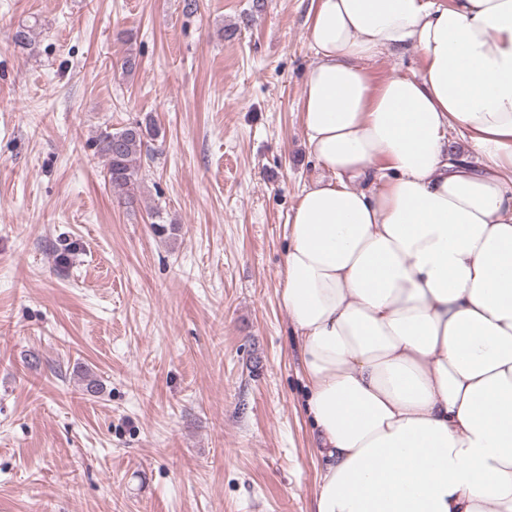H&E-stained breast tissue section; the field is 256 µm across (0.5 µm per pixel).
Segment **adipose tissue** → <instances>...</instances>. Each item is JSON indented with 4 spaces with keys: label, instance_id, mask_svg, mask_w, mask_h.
Instances as JSON below:
<instances>
[{
    "label": "adipose tissue",
    "instance_id": "ef3b65f1",
    "mask_svg": "<svg viewBox=\"0 0 512 512\" xmlns=\"http://www.w3.org/2000/svg\"><path fill=\"white\" fill-rule=\"evenodd\" d=\"M307 39L323 174L289 216L280 299L312 512H512V0H311ZM407 49L419 75L373 78Z\"/></svg>",
    "mask_w": 512,
    "mask_h": 512
}]
</instances>
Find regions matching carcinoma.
<instances>
[{
  "mask_svg": "<svg viewBox=\"0 0 512 512\" xmlns=\"http://www.w3.org/2000/svg\"><path fill=\"white\" fill-rule=\"evenodd\" d=\"M158 136L151 120L132 122L112 131L100 130L92 140L96 153L103 159L105 178L113 189L133 198V190L147 140Z\"/></svg>",
  "mask_w": 512,
  "mask_h": 512,
  "instance_id": "obj_1",
  "label": "carcinoma"
}]
</instances>
